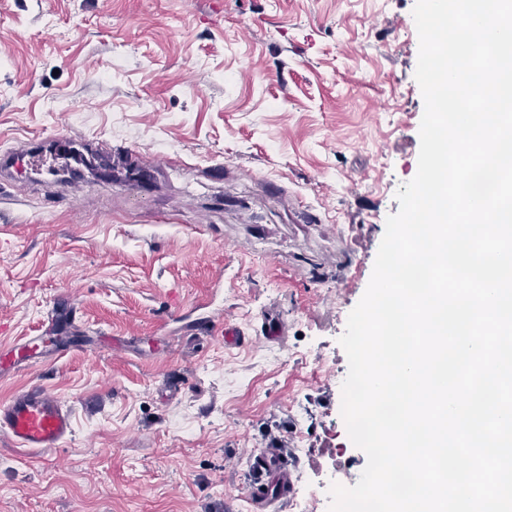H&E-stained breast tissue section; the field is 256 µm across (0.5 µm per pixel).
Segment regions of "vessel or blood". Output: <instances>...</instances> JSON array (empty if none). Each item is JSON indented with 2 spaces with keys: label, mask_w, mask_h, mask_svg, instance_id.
<instances>
[{
  "label": "vessel or blood",
  "mask_w": 512,
  "mask_h": 512,
  "mask_svg": "<svg viewBox=\"0 0 512 512\" xmlns=\"http://www.w3.org/2000/svg\"><path fill=\"white\" fill-rule=\"evenodd\" d=\"M0 430L6 431L18 447L29 451L57 448L72 434V413L54 394L33 386L0 405ZM252 473L248 492L252 512H269L293 489L292 473L283 466L276 450L257 456Z\"/></svg>",
  "instance_id": "vessel-or-blood-1"
}]
</instances>
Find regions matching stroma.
<instances>
[{"instance_id": "obj_1", "label": "stroma", "mask_w": 512, "mask_h": 512, "mask_svg": "<svg viewBox=\"0 0 512 512\" xmlns=\"http://www.w3.org/2000/svg\"><path fill=\"white\" fill-rule=\"evenodd\" d=\"M415 4L0 0V156L57 145L0 173V404L74 419L0 433V512H250L270 448L361 476L339 339L418 167ZM0 430L33 452L59 448L73 431L71 411L51 392L32 386L0 405Z\"/></svg>"}]
</instances>
